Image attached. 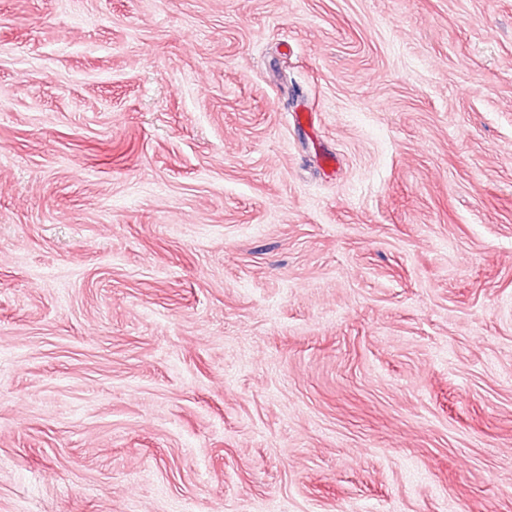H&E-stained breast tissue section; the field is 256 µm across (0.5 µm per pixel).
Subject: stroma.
Wrapping results in <instances>:
<instances>
[{"label": "stroma", "instance_id": "stroma-1", "mask_svg": "<svg viewBox=\"0 0 512 512\" xmlns=\"http://www.w3.org/2000/svg\"><path fill=\"white\" fill-rule=\"evenodd\" d=\"M512 512V0H0V512Z\"/></svg>", "mask_w": 512, "mask_h": 512}]
</instances>
